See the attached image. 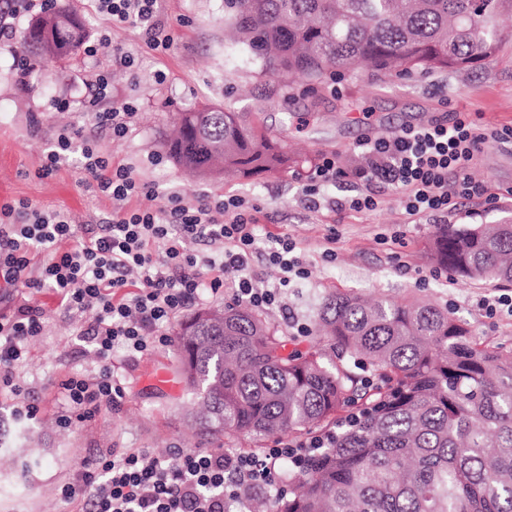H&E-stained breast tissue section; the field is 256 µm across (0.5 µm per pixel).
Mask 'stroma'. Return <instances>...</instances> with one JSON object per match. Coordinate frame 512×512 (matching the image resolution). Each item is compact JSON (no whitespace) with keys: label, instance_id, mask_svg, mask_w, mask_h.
<instances>
[{"label":"stroma","instance_id":"stroma-1","mask_svg":"<svg viewBox=\"0 0 512 512\" xmlns=\"http://www.w3.org/2000/svg\"><path fill=\"white\" fill-rule=\"evenodd\" d=\"M62 2L83 17L89 41L108 36L134 56L135 64L120 66L111 47H103L94 57L80 51L64 60L44 58L24 73L19 52L0 45V204L24 200L46 212H68L78 224L111 218V199L83 185L74 161H65L49 177L38 174L58 134L79 127L113 165L130 166L138 179L157 186L158 196L132 198L131 207L164 213L165 194L174 190L192 197L239 195L259 209V240L277 234L296 239L308 275L282 287L283 308L268 312L283 332L291 317L308 325V335L290 337V348L304 352L323 345L317 323L324 299L334 292H353L432 302L474 336L512 351V313L488 317L478 307L482 298L512 295V285L465 284L439 270L429 252L432 218L409 222L398 191L384 189L381 205L372 212H314L304 201L319 157L336 156L346 167L362 164L354 148L366 136L386 137L456 112L478 113L480 124L489 127L512 126V43L502 47L496 60L456 73L401 76L365 69L310 93L298 78L286 82L251 64L226 67L224 0H159L158 19L174 35L172 47L163 52L149 47L143 29L113 26L97 0ZM102 72L110 77V98L136 110L121 138L82 119L88 84ZM60 100L69 102V110L57 109ZM209 106L228 107L246 121L263 124L269 135L286 141L303 158V165L250 179L188 174L168 155L163 136L177 113ZM290 111L307 118V125L288 122ZM470 174L500 199L492 205L463 201L449 223L512 219V143L485 148ZM329 247L336 252L330 262L323 258ZM25 303L42 309L45 328L29 340L16 371L20 394L0 388V512H79L80 503H65L61 489L84 461L106 448L145 449L160 456L177 448L207 449L192 428L190 398L176 384L174 345L136 356L118 345L104 362L83 334L94 320V309L69 311L51 290L32 294L22 288L8 297L0 294V314ZM105 363L123 390L118 406L61 424L63 381L95 379ZM24 401L35 405V416L15 415Z\"/></svg>","mask_w":512,"mask_h":512}]
</instances>
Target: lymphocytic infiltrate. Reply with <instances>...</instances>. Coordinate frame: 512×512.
Returning a JSON list of instances; mask_svg holds the SVG:
<instances>
[{"label": "lymphocytic infiltrate", "instance_id": "1", "mask_svg": "<svg viewBox=\"0 0 512 512\" xmlns=\"http://www.w3.org/2000/svg\"><path fill=\"white\" fill-rule=\"evenodd\" d=\"M100 7L115 26L145 28L154 48L173 45L170 30L156 19L158 0H100ZM76 135L73 129L58 135L42 172L52 174L67 155L79 153L85 184L112 201L110 221L77 225L68 214L47 213L24 201L0 205V285L51 289L69 310L95 307L92 333L101 358H108L119 340L136 353L168 344L171 321L205 290L216 296L231 290L236 302L256 309L277 306L279 288L264 285L250 271L254 253L284 274L305 276L291 236L269 237L267 246L259 247L254 208L244 198L191 199L173 191L164 216L129 208L133 197L155 195V188L137 180L130 167L113 165L90 143H76ZM511 141V127L487 131L470 113L458 112L446 122L359 140L356 150L367 159L361 167L348 170L335 157L321 156L305 195L317 209L325 202L324 186L351 180L363 191L348 199L349 209L373 211L381 203L373 187L382 184L402 193L409 219L444 217L461 200L487 195V185L469 170L488 143ZM35 254L43 257L36 277L29 271ZM228 268L237 273L229 285ZM134 269L141 279L133 287L128 275ZM43 329L39 307L24 304L0 314L1 388H14L25 345ZM64 389L71 412L83 418L114 406L121 393L106 367L95 381L73 378ZM296 456V444L288 439L277 440L261 459L224 451H178L165 458L111 449L84 462L63 497L82 499L85 512H227V487H236L237 498L248 497L270 484L278 462Z\"/></svg>", "mask_w": 512, "mask_h": 512}]
</instances>
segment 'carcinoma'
Returning <instances> with one entry per match:
<instances>
[{
  "label": "carcinoma",
  "mask_w": 512,
  "mask_h": 512,
  "mask_svg": "<svg viewBox=\"0 0 512 512\" xmlns=\"http://www.w3.org/2000/svg\"><path fill=\"white\" fill-rule=\"evenodd\" d=\"M512 0H224L225 63L312 84L364 66L453 72L495 59ZM82 19L59 5L32 21L22 52L73 56ZM164 146L182 169L251 178L299 164L288 145L228 108L181 112ZM434 263L456 277L512 283V221L441 224ZM320 325L335 351L381 383L358 387L342 359L286 352L265 316L226 305L176 332L177 372L203 408L202 438L318 436L270 512H512V358L448 310L423 302L328 295Z\"/></svg>",
  "instance_id": "obj_1"
}]
</instances>
